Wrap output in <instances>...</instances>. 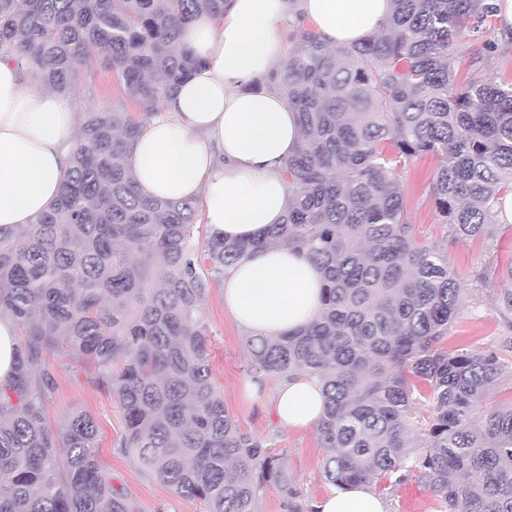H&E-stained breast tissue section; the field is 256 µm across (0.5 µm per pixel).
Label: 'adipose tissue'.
<instances>
[{"label": "adipose tissue", "mask_w": 512, "mask_h": 512, "mask_svg": "<svg viewBox=\"0 0 512 512\" xmlns=\"http://www.w3.org/2000/svg\"><path fill=\"white\" fill-rule=\"evenodd\" d=\"M390 0H225L224 15L201 14L179 47L201 58L131 143L129 159L147 195L201 199L209 230L248 239L280 223L288 207L285 165L298 149L295 111L276 87L284 57L279 33L304 19L320 39L350 45L379 32ZM80 136L68 98L0 59V230L35 223L55 203ZM224 307L240 331L276 337L322 310L323 278L305 251L275 245L231 266L221 283ZM274 406L291 429L316 426L322 385L304 375L282 380ZM316 512H387L367 484L332 489Z\"/></svg>", "instance_id": "ef3b65f1"}]
</instances>
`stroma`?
Returning a JSON list of instances; mask_svg holds the SVG:
<instances>
[{
	"label": "stroma",
	"mask_w": 512,
	"mask_h": 512,
	"mask_svg": "<svg viewBox=\"0 0 512 512\" xmlns=\"http://www.w3.org/2000/svg\"><path fill=\"white\" fill-rule=\"evenodd\" d=\"M499 19L487 22L481 32L463 44L458 57L459 77H469L487 68L503 78H512V44L502 41ZM498 43L497 52L485 49ZM75 111L107 110L120 116L135 113L134 101L111 74L92 65L81 67L71 96ZM438 157L427 154L410 162L403 174L408 221L418 242L435 246L448 257L450 267L467 285L466 303L460 310L442 346L448 350H483L512 338V329L502 321L497 306L501 289L512 286L508 278L495 275L477 281L483 263L502 267L512 263V233H499L484 241L453 237L441 224L431 194ZM202 316L210 331L211 363L224 406L242 432L261 436L282 457L288 477L302 497L321 500L331 485L325 479L323 462L328 454L316 430L281 428L274 416L273 401L280 376L255 375L249 367L246 338L224 308L218 283H211L202 303ZM56 378V390L47 405L46 418L57 426L70 411L86 410L99 429V460L115 488L130 500L135 512H205L197 500L177 496L155 476L141 471L135 461L119 450L124 434L123 412L118 402L96 386L94 374L70 359L62 350L45 353Z\"/></svg>",
	"instance_id": "obj_1"
}]
</instances>
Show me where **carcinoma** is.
I'll return each mask as SVG.
<instances>
[{"label":"carcinoma","mask_w":512,"mask_h":512,"mask_svg":"<svg viewBox=\"0 0 512 512\" xmlns=\"http://www.w3.org/2000/svg\"><path fill=\"white\" fill-rule=\"evenodd\" d=\"M203 12L222 16L224 0H0L1 59L67 97L93 63L138 107L122 122L86 113L56 205L0 232V316L20 331L15 378L0 388V512H132L100 466L93 418L74 410L56 428L46 422L56 380L33 367L59 348L119 402L122 452L177 495L207 512H255L270 483L287 512H315L266 441L226 411L202 317L207 275L223 280L272 241L318 266L323 310L294 334L249 337L251 369L322 384L326 480L392 489L415 478L438 512H512V404L493 400L512 343L440 347L466 288L415 240L402 177L437 154L432 196L449 232L509 230L495 207L512 191V81L461 83L455 69L493 0H391L383 32L355 45L300 29L278 78L304 132L285 167L288 210L251 240L208 232L198 254L196 202L139 190L128 147L201 65L177 45Z\"/></svg>","instance_id":"obj_1"}]
</instances>
